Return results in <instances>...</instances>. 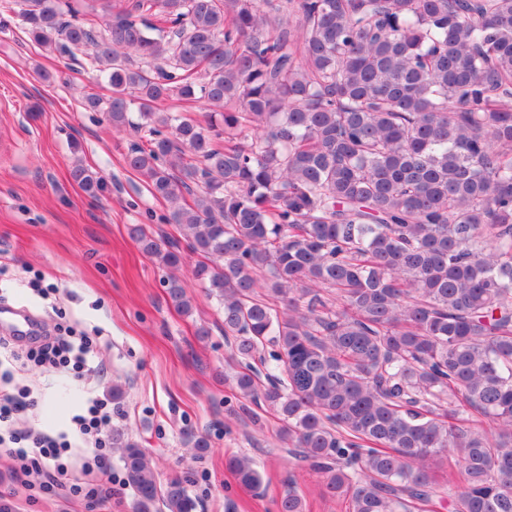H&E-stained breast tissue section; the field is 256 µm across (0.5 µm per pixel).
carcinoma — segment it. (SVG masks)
Here are the masks:
<instances>
[{
	"label": "carcinoma",
	"instance_id": "1",
	"mask_svg": "<svg viewBox=\"0 0 512 512\" xmlns=\"http://www.w3.org/2000/svg\"><path fill=\"white\" fill-rule=\"evenodd\" d=\"M106 74L87 112L224 312L240 395L346 512H512V0H0ZM208 109L201 122L157 105ZM89 195L103 183L75 166ZM189 314L182 280L165 281ZM136 512H196L112 437ZM448 459V480L429 469ZM262 483L249 456L226 461ZM279 512H305L288 483Z\"/></svg>",
	"mask_w": 512,
	"mask_h": 512
}]
</instances>
